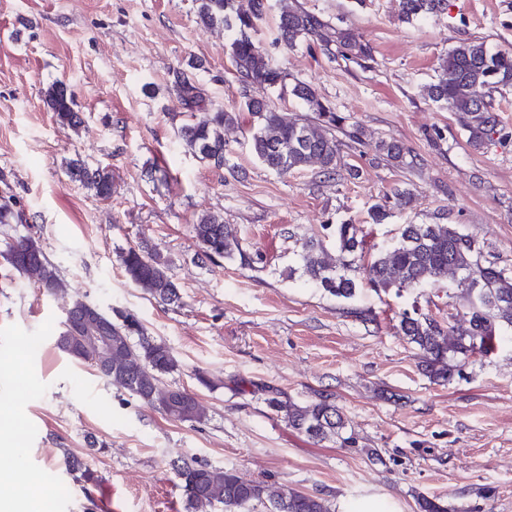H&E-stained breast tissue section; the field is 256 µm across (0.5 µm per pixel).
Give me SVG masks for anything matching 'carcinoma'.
I'll return each mask as SVG.
<instances>
[{"label":"carcinoma","instance_id":"1","mask_svg":"<svg viewBox=\"0 0 512 512\" xmlns=\"http://www.w3.org/2000/svg\"><path fill=\"white\" fill-rule=\"evenodd\" d=\"M197 16L207 26H221L230 36L228 48L237 78L244 84L259 83L299 100L313 118L290 116L276 110L264 98L248 97L244 110L252 118L250 149L267 169L279 175L316 165L331 177L340 164V142L331 134L343 128L345 117L322 101L306 83L287 82V75L274 67L269 53L255 42L253 35L266 17L268 0H250V8L234 7V0H197ZM399 17L410 22L447 7V0H399ZM273 44L293 47L300 40L315 37L330 54L349 61L372 59V48L349 29L333 28L317 16L299 8L285 7L275 19ZM512 88V51H491L486 43L465 39L439 58L437 76L427 87L433 102L461 114L468 144L481 147L496 132L498 118L493 93ZM179 97L194 112L192 122L177 131L179 144L196 158L224 166L225 128L238 122V115L214 103L208 105L195 82L186 75L178 82ZM43 102L55 122L77 133L83 127L82 113L76 108L74 92L63 81H54L43 91ZM376 150L387 161L411 166L410 152L397 140H381ZM69 178L101 199L112 195V173L102 164L83 159L66 163ZM412 201L410 191L396 190L392 199L371 207V219L381 224L393 208H404ZM23 221L17 201L0 204V225ZM201 257L232 259L239 250L237 230L215 213H203L192 224ZM366 235L354 224L336 227V254L323 243L309 239L302 244L300 262L303 275L317 288L337 298L351 299L363 276L376 289L401 292L419 288L465 273L459 280L464 326L456 327L430 315H401L400 332L419 351L422 370L437 382H448L454 375L452 361L472 355L487 356L497 347L502 330L512 329V266L483 260L477 241L455 224H405L397 241L379 251L373 260L361 264ZM7 260L17 272L52 296L62 283L49 262L40 238L30 233L7 243ZM127 278L151 297L166 304L180 300L176 283L169 275L170 260L139 244L121 253ZM107 328L112 336V356L84 335ZM56 347L70 358L93 365L99 376L144 404L179 422L202 423L206 409L194 393L164 383V377L178 370V361L162 340L145 335L138 318L120 314L117 319L82 300L65 309L62 330ZM269 408L284 414L288 425L308 438L320 442L345 436L346 421L334 400L321 395L315 401L297 403L281 399L280 393L267 390ZM67 471L78 482L96 485L97 472L79 458L65 459ZM172 468L192 512H211L221 504L224 512H243L248 506L266 504L269 512H332L329 502L316 495L276 487L264 480H244L237 473L212 468L193 460H177Z\"/></svg>","mask_w":512,"mask_h":512}]
</instances>
